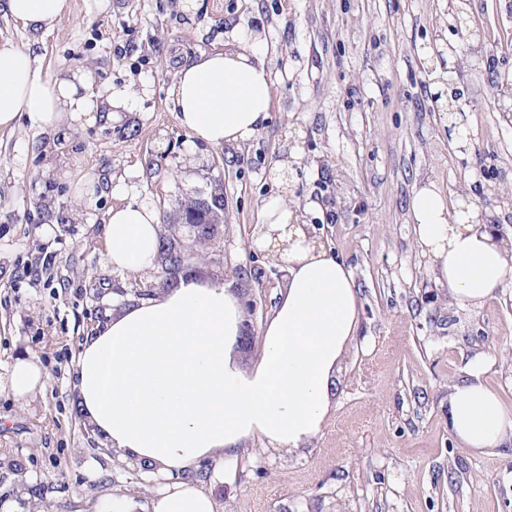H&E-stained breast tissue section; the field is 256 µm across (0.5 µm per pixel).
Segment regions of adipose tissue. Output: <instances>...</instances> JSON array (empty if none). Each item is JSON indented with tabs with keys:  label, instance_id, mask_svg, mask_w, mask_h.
Masks as SVG:
<instances>
[{
	"label": "adipose tissue",
	"instance_id": "adipose-tissue-1",
	"mask_svg": "<svg viewBox=\"0 0 512 512\" xmlns=\"http://www.w3.org/2000/svg\"><path fill=\"white\" fill-rule=\"evenodd\" d=\"M71 11V0H0V12L24 29L46 31ZM260 42L202 53L181 67L170 89L179 125L213 146L240 144L262 127L272 81L259 61ZM128 88L95 87L91 71L46 74L31 49L0 42V130L19 116L38 128L86 122L131 109ZM474 204L449 209L435 184L418 188L411 216L450 306L475 308L512 277V237L479 220ZM159 218L146 202L108 211L102 255L113 270L144 273L158 261ZM251 243L286 272L285 289L261 331L250 365L235 350L243 312L230 285L184 271L175 287L133 300L86 336L77 357L73 403L107 448L164 478L153 512H216L211 491L193 474L200 461L234 456L259 440L289 452L322 429L336 375L358 329L350 267L301 224L278 195L263 202ZM483 359L448 394V426L466 447L498 454L512 443V412L481 380ZM45 384L39 365L16 357L0 389L30 400Z\"/></svg>",
	"mask_w": 512,
	"mask_h": 512
}]
</instances>
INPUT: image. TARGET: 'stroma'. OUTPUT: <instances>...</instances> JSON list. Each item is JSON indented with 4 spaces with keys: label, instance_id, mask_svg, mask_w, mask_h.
<instances>
[{
    "label": "stroma",
    "instance_id": "1",
    "mask_svg": "<svg viewBox=\"0 0 512 512\" xmlns=\"http://www.w3.org/2000/svg\"><path fill=\"white\" fill-rule=\"evenodd\" d=\"M72 3L38 35L0 14V39L31 48L45 72L93 70L136 103L110 121L42 130L22 116L0 133V375L27 355L46 376L27 402L0 391V508L107 512L118 495L151 505L144 467L107 449L71 402L81 342L132 296L101 255L116 184L164 225L178 221L176 199L222 189L224 248L200 251L191 268L233 283L249 308L243 363L258 355L285 277L251 246L266 197L287 192L354 274L358 332L322 436L294 453L255 440L225 463L202 461L200 471L233 473L216 512H512V447L481 455L448 428V392L478 357L512 409V279L478 308L436 303L442 288L410 217L416 187L436 184L452 209L467 188L512 235V121L471 96L475 146L463 151L430 97L446 65L435 52L455 42L459 16L478 44L464 82L512 75V0H196L185 15L169 0H111L98 15ZM236 32L268 46L271 112L242 144L193 142L169 89ZM278 160L284 186L270 174ZM89 177L102 181L91 208L76 195Z\"/></svg>",
    "mask_w": 512,
    "mask_h": 512
}]
</instances>
